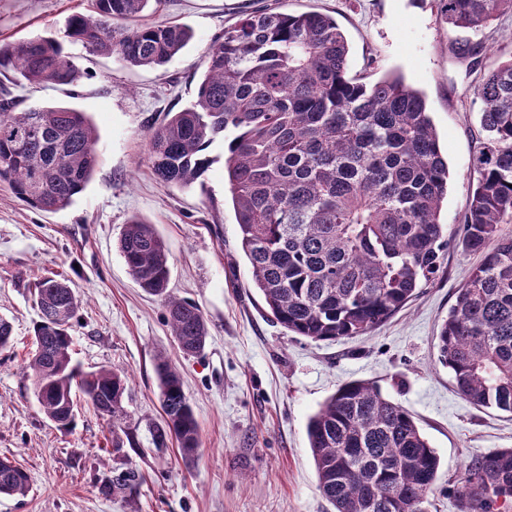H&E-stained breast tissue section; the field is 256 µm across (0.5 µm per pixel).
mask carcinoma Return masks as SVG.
I'll use <instances>...</instances> for the list:
<instances>
[{
	"mask_svg": "<svg viewBox=\"0 0 512 512\" xmlns=\"http://www.w3.org/2000/svg\"><path fill=\"white\" fill-rule=\"evenodd\" d=\"M88 0L67 19L64 38L0 44V71L32 86L69 85L78 71L65 42L134 67L167 64L189 43L176 23L141 22L150 2ZM455 29L479 32L512 0H439ZM349 45L328 14L242 11L203 61L195 101L170 112L146 137L152 174L188 187L224 145L227 182L254 287L282 327L311 341L363 336L417 295L441 268L448 229L439 221L448 195V163L424 95L393 76L366 84L348 77ZM456 57L479 73L481 109L476 183L461 217L466 250L483 256L439 328V363L466 402L512 414V55L483 63L481 44ZM0 101V181L41 212L67 208L98 162V138L84 113L66 105L16 111ZM119 250L138 285L162 298L178 349H204L209 330L194 303L169 292L165 241L140 220L125 225ZM40 320L27 370L46 417L74 424L77 386L112 421V451L136 446L124 406L127 377L82 372L72 364L71 328L81 300L70 281L35 283ZM163 415L153 444H178L195 461L200 430L180 371L157 357ZM318 489L334 512H426L441 458L414 416L369 380L342 383L309 420ZM133 469L100 479L105 496L137 488ZM26 471L0 458V494L25 497ZM460 512H499L512 502V448L475 457L456 491Z\"/></svg>",
	"mask_w": 512,
	"mask_h": 512,
	"instance_id": "1",
	"label": "carcinoma"
}]
</instances>
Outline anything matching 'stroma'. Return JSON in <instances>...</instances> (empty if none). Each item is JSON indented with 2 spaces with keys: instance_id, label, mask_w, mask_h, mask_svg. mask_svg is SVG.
Instances as JSON below:
<instances>
[{
  "instance_id": "obj_1",
  "label": "stroma",
  "mask_w": 512,
  "mask_h": 512,
  "mask_svg": "<svg viewBox=\"0 0 512 512\" xmlns=\"http://www.w3.org/2000/svg\"><path fill=\"white\" fill-rule=\"evenodd\" d=\"M80 0H0V43L19 37H63ZM278 8L336 18L350 46L349 76L370 83L402 74L423 92L448 159V197L441 212L451 244L436 278L387 323L353 339L313 342L266 315L240 249L230 193L224 188V147L203 183H160L146 161L145 136L167 113L195 98L201 62L213 40L242 10ZM192 38L161 67H132L119 57L89 55L68 44L79 77L67 86L34 88L0 75V90L19 109L63 104L85 112L98 135V163L66 209L44 213L0 182V317L13 326V345L0 351V458L30 477L26 497L0 494V512H333L321 496L307 422L336 387L375 381L401 403L441 457L428 512H458L455 488L471 457L512 448V415L470 405L437 360L436 336L477 255L459 236V219L474 180L480 102L476 74L458 60L457 43H483L490 58L512 51V14L482 32L453 29L437 0H165L152 14ZM152 224L165 241L169 289L201 309L209 328L204 350H178L160 298L134 282L119 251L131 219ZM57 274L83 303L72 328L74 363L83 371L111 368L128 377L124 405L136 428L127 454L143 473L132 494L104 497L97 481L116 467L112 430L87 404L72 429L42 412L24 368L39 319L31 286ZM180 369L199 423L201 448L184 464L176 442L156 449L161 419L157 355Z\"/></svg>"
}]
</instances>
